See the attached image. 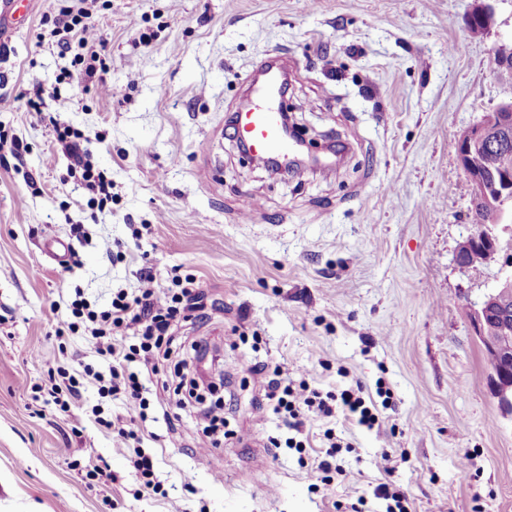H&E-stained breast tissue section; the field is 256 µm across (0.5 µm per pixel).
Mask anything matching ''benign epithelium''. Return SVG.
Returning a JSON list of instances; mask_svg holds the SVG:
<instances>
[{"label":"benign epithelium","instance_id":"7a95c632","mask_svg":"<svg viewBox=\"0 0 512 512\" xmlns=\"http://www.w3.org/2000/svg\"><path fill=\"white\" fill-rule=\"evenodd\" d=\"M473 17L479 19V25L470 26L474 35L484 33L492 22L491 13L479 4L468 15L470 19ZM511 140L512 103H508L499 107L497 126L489 127L481 120L464 131L456 141V153L468 182L475 217L487 210L501 213L503 205L512 201V169L506 167L499 172L487 174L474 163L480 153ZM473 248L480 249L485 264L499 258L503 266L512 267V254L502 253L500 238L491 228L478 225L476 231L459 244L455 255L459 267H467L465 254ZM506 288H512V274L506 276L498 287L484 294L479 302L471 305L469 313L475 334L484 347L493 371L494 395L512 413V361L501 358L499 353L500 346L512 337V316L508 315L505 308Z\"/></svg>","mask_w":512,"mask_h":512}]
</instances>
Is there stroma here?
<instances>
[{
  "instance_id": "obj_1",
  "label": "stroma",
  "mask_w": 512,
  "mask_h": 512,
  "mask_svg": "<svg viewBox=\"0 0 512 512\" xmlns=\"http://www.w3.org/2000/svg\"><path fill=\"white\" fill-rule=\"evenodd\" d=\"M59 2L17 0L0 40V130L23 147L0 164V512H388L382 484L407 512H512V415L469 316L506 270L454 261L474 229L455 143L512 102V74L490 64L512 0H485L479 36L473 0H112L93 9L107 49L92 80L46 22ZM269 63L306 143L343 146L330 170L240 152L228 120ZM55 78L67 110H31L36 80ZM58 121L90 140L110 210L71 178ZM50 238L72 242L73 268ZM146 268L165 285L194 275L214 302L176 334L220 346L224 429L204 436L177 407L175 360H156L138 435L160 491L143 495L132 449L85 414L96 386L67 413L48 391L59 368L108 369L85 336H55L76 292L106 308ZM274 378L362 386L379 421L312 414L303 450L286 448ZM334 439L343 472L326 487Z\"/></svg>"
}]
</instances>
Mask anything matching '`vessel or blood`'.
<instances>
[{
    "label": "vessel or blood",
    "mask_w": 512,
    "mask_h": 512,
    "mask_svg": "<svg viewBox=\"0 0 512 512\" xmlns=\"http://www.w3.org/2000/svg\"><path fill=\"white\" fill-rule=\"evenodd\" d=\"M283 96L277 83L267 80L253 83L233 115L234 136L248 146L253 159L288 155V142L282 132Z\"/></svg>",
    "instance_id": "vessel-or-blood-1"
}]
</instances>
